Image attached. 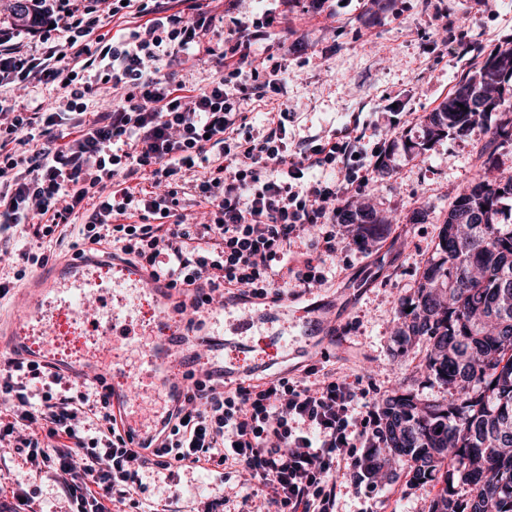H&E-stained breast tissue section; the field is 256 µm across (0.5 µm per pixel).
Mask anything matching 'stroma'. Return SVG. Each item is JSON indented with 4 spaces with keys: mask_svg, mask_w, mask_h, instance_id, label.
I'll use <instances>...</instances> for the list:
<instances>
[{
    "mask_svg": "<svg viewBox=\"0 0 512 512\" xmlns=\"http://www.w3.org/2000/svg\"><path fill=\"white\" fill-rule=\"evenodd\" d=\"M264 7L263 0H177L183 17L205 12L215 19L214 39L223 41L236 21ZM512 44V0H292L286 19L256 47L274 55L287 72L282 98L293 120L288 137L298 142L341 134L352 117L366 130L367 149L379 150L386 176L370 173L360 201L389 217L380 235L356 247L337 225L339 250L324 285L323 317L334 342L314 347L283 365L281 372L306 380L310 366L334 363L336 374L364 393L371 410L400 387L422 399H444L445 385L426 370L428 343L419 338L401 348L395 334L399 307L411 300L435 256L450 204L481 169L487 129L495 118L428 143L424 117L474 71L485 55ZM363 449L336 475L337 512H428L438 492L411 484L405 471L371 481L361 468ZM0 474L28 479L33 512H68L60 483L26 478L11 449L0 447ZM247 472L223 479L183 469L172 483V512H238L237 492Z\"/></svg>",
    "mask_w": 512,
    "mask_h": 512,
    "instance_id": "35a3bbf8",
    "label": "stroma"
}]
</instances>
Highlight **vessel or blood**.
I'll return each mask as SVG.
<instances>
[{
	"label": "vessel or blood",
	"mask_w": 512,
	"mask_h": 512,
	"mask_svg": "<svg viewBox=\"0 0 512 512\" xmlns=\"http://www.w3.org/2000/svg\"><path fill=\"white\" fill-rule=\"evenodd\" d=\"M108 267L114 272L110 281L101 276ZM134 295L150 297L154 312L141 326L152 338L133 372L126 361L113 358L112 349L117 339L134 337L129 313ZM25 296L23 309L0 315V344L28 349L78 382L106 380L119 427L145 439L162 429L181 385L169 374L170 363L184 371L193 368L241 381L306 353L324 333L314 303L303 307L297 320L289 318L284 305L243 308L218 301L202 306L194 319L174 316L172 302L191 303V293L169 288L165 279L152 278L141 267L93 253L77 261L62 257L37 272ZM65 324L81 335L78 354L59 351L58 333ZM139 375L152 379L160 398L159 408L146 419L132 396Z\"/></svg>",
	"instance_id": "vessel-or-blood-1"
}]
</instances>
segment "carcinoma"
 <instances>
[{
    "label": "carcinoma",
    "instance_id": "cac0c4a2",
    "mask_svg": "<svg viewBox=\"0 0 512 512\" xmlns=\"http://www.w3.org/2000/svg\"><path fill=\"white\" fill-rule=\"evenodd\" d=\"M32 0H0V20L31 24ZM501 113L491 140L512 138V47L490 54L476 75L424 118L431 142ZM338 224H364L373 210L344 209ZM438 258L414 299L400 306L399 342L428 337V375L451 389L446 400H422L400 388L379 410L365 474L403 468L412 482L442 488L429 512H512V176L476 174L448 209Z\"/></svg>",
    "mask_w": 512,
    "mask_h": 512
}]
</instances>
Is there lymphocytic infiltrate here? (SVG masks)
<instances>
[{
	"mask_svg": "<svg viewBox=\"0 0 512 512\" xmlns=\"http://www.w3.org/2000/svg\"><path fill=\"white\" fill-rule=\"evenodd\" d=\"M112 0L111 14L134 8L143 24L111 39L95 37L103 0H37L31 28L40 48L24 51L15 27L0 23V87L36 82L62 89V112L0 104V238L29 226L37 239L83 219L90 243L134 258L182 289L204 283L241 299L324 282L338 250L336 214L355 201L370 165L364 136L288 141L287 110H268L254 133L243 110V77L282 93L286 80L273 56L255 59L275 9L237 22L223 46L212 19L169 13V0ZM72 63H64L63 54ZM215 58L221 73L207 87L172 83L161 70L182 57ZM117 96L86 121L97 83ZM342 179L330 178L336 166ZM199 169L185 181L183 171ZM195 193L208 220L187 223L181 202ZM312 247L295 250L306 227ZM318 384L275 378L225 386L207 378L185 388L168 412L161 447L133 443L112 421L110 391L72 389L33 360L0 366V444L22 466L61 480L69 512H112L142 503L146 477L172 466L207 472L241 468L273 512H335L334 477L373 434L357 409L361 395L335 369L311 367ZM40 380L41 393L29 384Z\"/></svg>",
	"mask_w": 512,
	"mask_h": 512,
	"instance_id": "obj_1",
	"label": "lymphocytic infiltrate"
}]
</instances>
